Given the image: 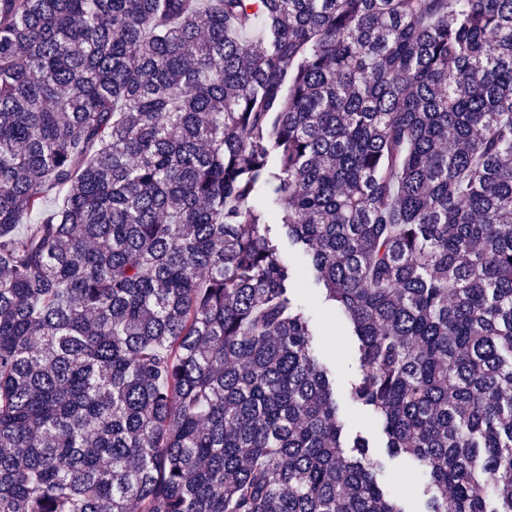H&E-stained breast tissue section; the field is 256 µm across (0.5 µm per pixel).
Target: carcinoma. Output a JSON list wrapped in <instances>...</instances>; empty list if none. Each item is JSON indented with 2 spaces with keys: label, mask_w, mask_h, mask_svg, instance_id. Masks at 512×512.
I'll return each instance as SVG.
<instances>
[{
  "label": "carcinoma",
  "mask_w": 512,
  "mask_h": 512,
  "mask_svg": "<svg viewBox=\"0 0 512 512\" xmlns=\"http://www.w3.org/2000/svg\"><path fill=\"white\" fill-rule=\"evenodd\" d=\"M274 222L423 512H512V0H0V512H406ZM270 234L279 242L286 259L289 258L290 261L296 264H306L309 262V257L305 256L299 247H294L288 242V238L279 224H270ZM304 283L301 303L321 335L316 344L317 353L333 371L336 399L347 422L346 446H353L356 438L365 440L371 454L383 463L384 469L380 476L383 485L392 495L401 498L406 510L419 512L424 505L422 488L427 481L426 475L416 468L410 458L404 455L391 456L386 448L382 422L367 409L349 401L350 384L361 369L356 339L343 316L323 303L319 293L314 290L310 273L304 276Z\"/></svg>",
  "instance_id": "carcinoma-1"
}]
</instances>
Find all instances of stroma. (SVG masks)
<instances>
[{
	"label": "stroma",
	"mask_w": 512,
	"mask_h": 512,
	"mask_svg": "<svg viewBox=\"0 0 512 512\" xmlns=\"http://www.w3.org/2000/svg\"><path fill=\"white\" fill-rule=\"evenodd\" d=\"M301 303L319 334L316 350L333 371L336 399L347 422L346 444H353L358 438L365 440L371 454L384 466L380 479L386 489L401 498L407 512H421L426 475L416 468L410 458L390 455L382 422L370 411L353 405L348 399L350 385L361 369L356 339L348 324L336 309L323 303L313 283H305Z\"/></svg>",
	"instance_id": "obj_1"
}]
</instances>
